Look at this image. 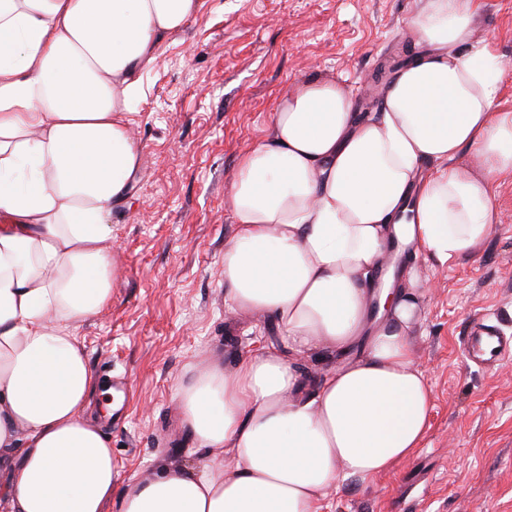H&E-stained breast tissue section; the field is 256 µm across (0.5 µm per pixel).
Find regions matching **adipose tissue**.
<instances>
[{"mask_svg":"<svg viewBox=\"0 0 512 512\" xmlns=\"http://www.w3.org/2000/svg\"><path fill=\"white\" fill-rule=\"evenodd\" d=\"M203 0H0V501L7 512H323L349 478L420 448L433 397L412 328L415 267L370 323L396 248L439 265L493 231L492 181L512 175L500 68L475 42L479 0H426L418 50L377 118L333 79L297 81L269 138L239 161L225 299L277 320V341L178 385L202 466L115 486L83 415L96 386L76 330L111 300L106 216L140 170L133 105L159 48ZM475 152L478 167L460 164ZM435 162L432 170L424 162ZM330 364L306 389L295 364Z\"/></svg>","mask_w":512,"mask_h":512,"instance_id":"1","label":"adipose tissue"}]
</instances>
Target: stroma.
Segmentation results:
<instances>
[{"instance_id":"stroma-1","label":"stroma","mask_w":512,"mask_h":512,"mask_svg":"<svg viewBox=\"0 0 512 512\" xmlns=\"http://www.w3.org/2000/svg\"><path fill=\"white\" fill-rule=\"evenodd\" d=\"M425 0H205L144 77L132 130L139 180L112 210V299L76 335L97 380L122 383L115 407L93 392L87 419L112 447L118 484L199 466L176 387L208 361L234 364L276 340L272 316L224 301L228 206L241 157L271 131L279 99L309 76L350 85L378 114L417 47L405 35ZM476 41L501 70L496 109L512 112V0H481ZM495 230L474 259L414 258L433 287L412 331L434 395L420 448L391 472L345 480L325 512H512V362L473 366L472 330L512 334V177L497 178Z\"/></svg>"}]
</instances>
